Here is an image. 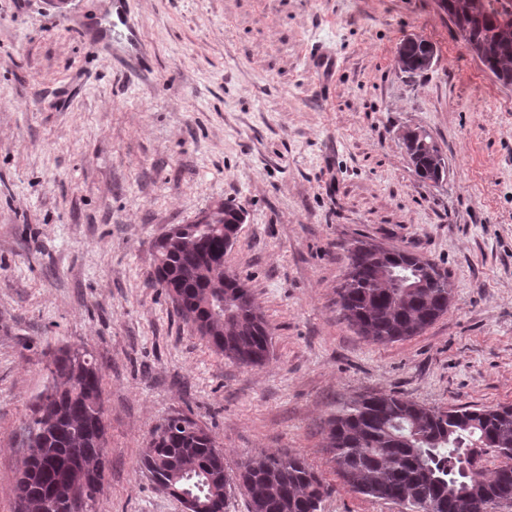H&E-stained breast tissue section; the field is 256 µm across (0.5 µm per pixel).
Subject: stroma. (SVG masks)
Segmentation results:
<instances>
[{"mask_svg": "<svg viewBox=\"0 0 512 512\" xmlns=\"http://www.w3.org/2000/svg\"><path fill=\"white\" fill-rule=\"evenodd\" d=\"M411 36L437 49L416 75L396 62ZM318 45L339 66L326 96ZM409 130L438 143L444 180L415 174ZM220 202L246 216L225 266L271 333L259 367L217 354L149 279L154 240ZM363 237L448 273L447 313L397 342L359 334L338 290ZM65 345L102 375L93 512H182L139 470L176 413L228 473L298 456L332 488L320 512H404L343 483L327 422L372 393L512 404V88L437 0H0V512Z\"/></svg>", "mask_w": 512, "mask_h": 512, "instance_id": "stroma-1", "label": "stroma"}]
</instances>
